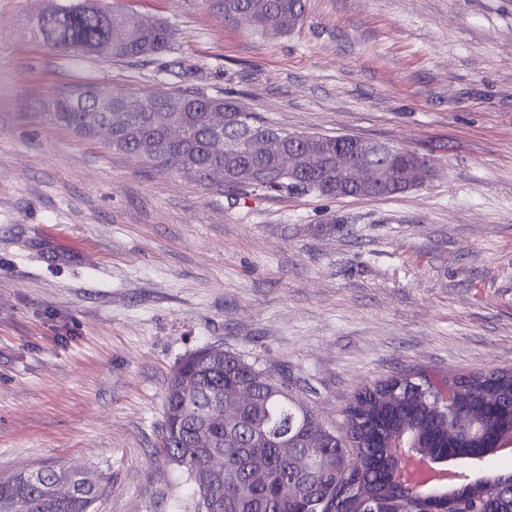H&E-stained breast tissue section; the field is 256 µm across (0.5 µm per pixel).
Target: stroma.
Listing matches in <instances>:
<instances>
[{"label":"stroma","mask_w":512,"mask_h":512,"mask_svg":"<svg viewBox=\"0 0 512 512\" xmlns=\"http://www.w3.org/2000/svg\"><path fill=\"white\" fill-rule=\"evenodd\" d=\"M0 0V476H110L93 512H198L160 446L177 362L217 345L319 419L400 372L512 369V0H306L264 36L204 0H124L178 45L69 56ZM232 98L290 132L426 158L388 198L233 193L42 117L65 85Z\"/></svg>","instance_id":"obj_1"}]
</instances>
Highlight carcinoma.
<instances>
[{
  "label": "carcinoma",
  "instance_id": "carcinoma-1",
  "mask_svg": "<svg viewBox=\"0 0 512 512\" xmlns=\"http://www.w3.org/2000/svg\"><path fill=\"white\" fill-rule=\"evenodd\" d=\"M224 17L238 18L249 28L268 35H282L302 21L304 0H205ZM33 36L55 50L79 55L133 60L171 49L174 29L162 20L135 22L114 3L72 0L43 10L31 26ZM223 114L224 127L216 131L213 115ZM49 121L84 138L102 128L112 131L108 149L141 158L155 167L180 173L203 184L211 172L223 175L228 191L279 193L292 184L303 192L336 197L319 183V163L336 160L338 150L363 151L367 139L309 135L300 144L301 162L280 181L258 183V172L280 167V154L289 133L261 121L235 102L192 92L169 93L107 84H73L64 87L43 113ZM260 136L266 146L259 153L248 149V140ZM367 160L380 173L378 197L404 192L409 156L392 158L371 151ZM210 347L182 358L167 383L161 447L171 461L192 474L206 452L195 447L201 438L224 448V512H512V473L485 472L431 496H422L395 476L392 441L403 438L410 448L433 461L481 460L494 446L512 439V369L477 371L442 381L457 387L448 409L438 407L433 382L422 373L400 374L364 387L354 397L351 413L364 417L352 430L331 427L318 435L315 452L331 456L336 468L320 466L306 475L296 473L292 460L316 432L312 417L302 413L293 398L288 377L258 380L264 370L241 356L224 351V358L209 357ZM194 387L191 398L176 392L179 382ZM233 386H249L254 402L244 411L247 427L224 447V427L204 418ZM477 408L481 420L463 436L448 439V420H464ZM361 457L357 468L348 458ZM265 467L272 481L288 478L303 485L301 497L283 503L273 489L253 493L250 507H233L238 485L254 466ZM59 487L61 498L43 499L40 482ZM107 485L103 476L76 479L70 469L41 466L0 477V512H91Z\"/></svg>",
  "mask_w": 512,
  "mask_h": 512
}]
</instances>
